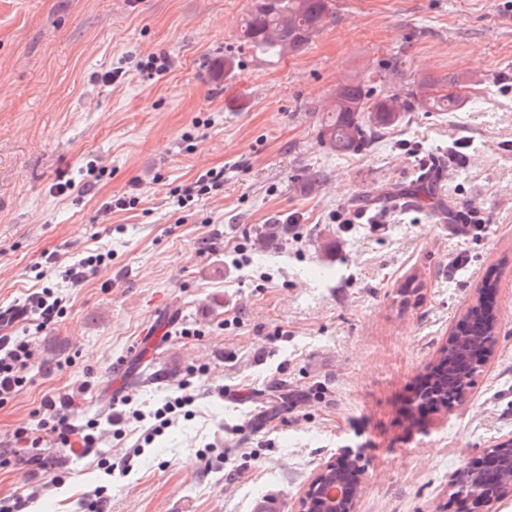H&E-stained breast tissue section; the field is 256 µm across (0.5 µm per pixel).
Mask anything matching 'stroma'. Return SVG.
Segmentation results:
<instances>
[{
  "mask_svg": "<svg viewBox=\"0 0 512 512\" xmlns=\"http://www.w3.org/2000/svg\"><path fill=\"white\" fill-rule=\"evenodd\" d=\"M249 3L0 0V311L44 286L65 300L46 328L6 327L37 360L0 405V452L48 397L70 396L100 436L76 458L43 433L46 467L0 468V498L34 481L31 512H85L104 457L118 468L106 512H253L261 498L291 512L319 466L357 448L356 512H461L452 472L512 436V0H335L306 51L269 61L239 41ZM452 78L458 111L407 113L359 154L319 138L343 82L385 96ZM209 171L220 188L178 206ZM421 178L438 198L409 196ZM468 205L479 233L456 219ZM361 207L386 212L380 230L337 223ZM271 224L289 225L287 245L260 242ZM96 247L112 259L77 285L44 264ZM493 269L500 329L481 377L452 411L409 414ZM162 318L166 346L135 355ZM118 375L145 409L192 397L189 416L144 447L114 436Z\"/></svg>",
  "mask_w": 512,
  "mask_h": 512,
  "instance_id": "obj_1",
  "label": "stroma"
}]
</instances>
